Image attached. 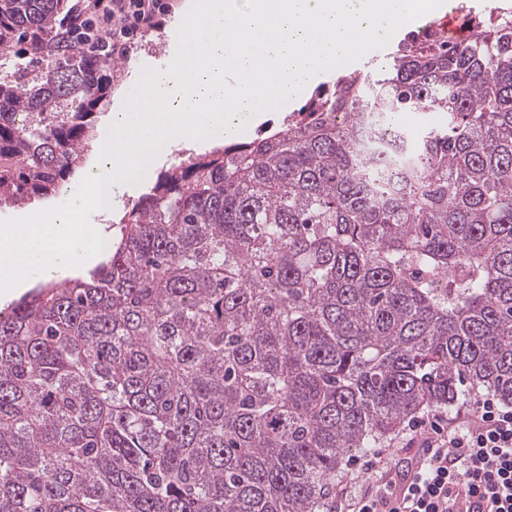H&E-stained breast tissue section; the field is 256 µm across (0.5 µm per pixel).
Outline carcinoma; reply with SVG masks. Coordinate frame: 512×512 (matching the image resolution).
Instances as JSON below:
<instances>
[{
  "label": "carcinoma",
  "instance_id": "cac0c4a2",
  "mask_svg": "<svg viewBox=\"0 0 512 512\" xmlns=\"http://www.w3.org/2000/svg\"><path fill=\"white\" fill-rule=\"evenodd\" d=\"M401 44L161 174L106 261L0 311V512H335L345 458L512 402V12ZM0 0V206L60 197L117 60ZM397 112H443L413 137ZM376 55H377V52L373 51V52L367 54L362 60H360L356 63L350 64V65H347L342 71L336 72V74H330V75L321 77L319 82L316 85H314L312 88H310L306 92V94L293 106V108L290 111H288V112H266L265 118L261 123H259L258 125L254 126V127L247 128V129H244L243 131H240L238 133V136L233 138V140H235V141H243L244 140L245 141V140H248V139L254 137L258 130H262L265 128H268V130H269L272 127H274V128L279 127L282 124L283 119L286 116H288L291 112H296L297 110H299L302 106H304L306 104V102L308 101V99L311 96L312 91L316 87L323 85V84L332 83L333 81H335L336 77L345 75V74H349L357 69L363 70L365 68V66L370 64V62L373 63Z\"/></svg>",
  "mask_w": 512,
  "mask_h": 512
}]
</instances>
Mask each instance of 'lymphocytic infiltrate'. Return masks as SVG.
Instances as JSON below:
<instances>
[{
    "label": "lymphocytic infiltrate",
    "instance_id": "lymphocytic-infiltrate-1",
    "mask_svg": "<svg viewBox=\"0 0 512 512\" xmlns=\"http://www.w3.org/2000/svg\"><path fill=\"white\" fill-rule=\"evenodd\" d=\"M102 21L114 53L154 26L164 0H109ZM415 449L413 467L393 473L388 449L372 453L366 477L350 474L336 512H512V403L485 394L462 402L455 415L430 409L412 418L397 439Z\"/></svg>",
    "mask_w": 512,
    "mask_h": 512
}]
</instances>
